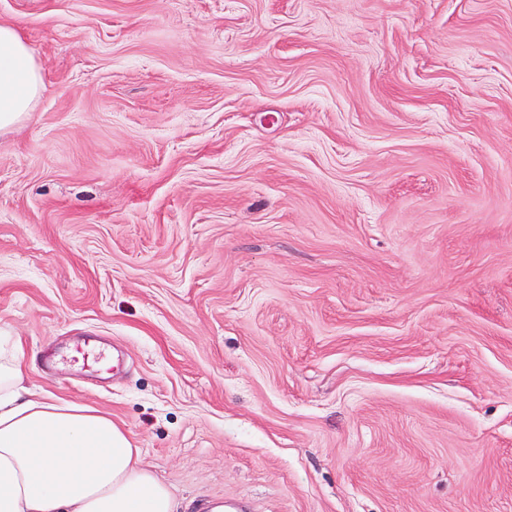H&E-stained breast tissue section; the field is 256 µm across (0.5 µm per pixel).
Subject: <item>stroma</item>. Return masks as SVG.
I'll return each instance as SVG.
<instances>
[{
	"label": "stroma",
	"mask_w": 512,
	"mask_h": 512,
	"mask_svg": "<svg viewBox=\"0 0 512 512\" xmlns=\"http://www.w3.org/2000/svg\"><path fill=\"white\" fill-rule=\"evenodd\" d=\"M0 326L182 512H512V0H0ZM86 336L117 372L44 354ZM43 69L17 26L0 24V130L34 112L43 89Z\"/></svg>",
	"instance_id": "35a3bbf8"
}]
</instances>
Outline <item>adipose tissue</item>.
I'll return each instance as SVG.
<instances>
[{"label":"adipose tissue","instance_id":"obj_1","mask_svg":"<svg viewBox=\"0 0 512 512\" xmlns=\"http://www.w3.org/2000/svg\"><path fill=\"white\" fill-rule=\"evenodd\" d=\"M43 69L0 24V130L34 111ZM22 344L0 327V512H177L126 432L97 410L25 385Z\"/></svg>","mask_w":512,"mask_h":512}]
</instances>
